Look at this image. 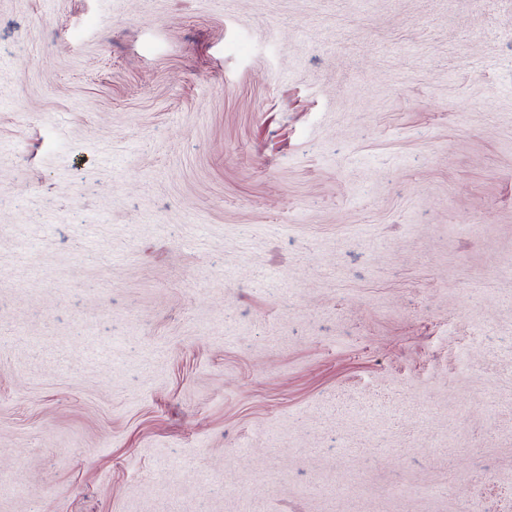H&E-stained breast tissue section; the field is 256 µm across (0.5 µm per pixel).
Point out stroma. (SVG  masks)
<instances>
[{
    "label": "stroma",
    "instance_id": "stroma-1",
    "mask_svg": "<svg viewBox=\"0 0 512 512\" xmlns=\"http://www.w3.org/2000/svg\"><path fill=\"white\" fill-rule=\"evenodd\" d=\"M512 512V0H0V512Z\"/></svg>",
    "mask_w": 512,
    "mask_h": 512
}]
</instances>
